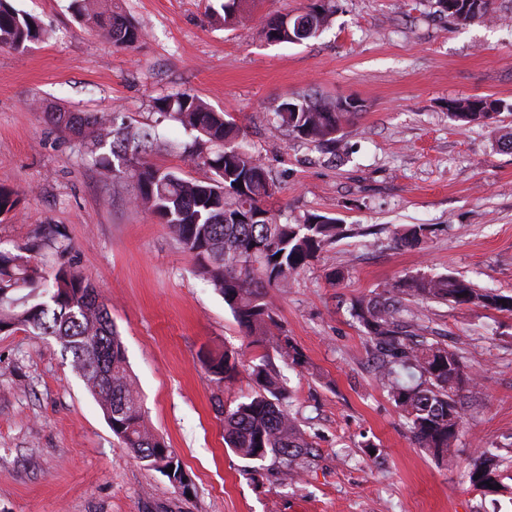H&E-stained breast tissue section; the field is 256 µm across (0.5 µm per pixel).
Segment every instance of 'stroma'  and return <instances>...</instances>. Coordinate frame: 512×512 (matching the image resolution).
Listing matches in <instances>:
<instances>
[{
    "instance_id": "stroma-1",
    "label": "stroma",
    "mask_w": 512,
    "mask_h": 512,
    "mask_svg": "<svg viewBox=\"0 0 512 512\" xmlns=\"http://www.w3.org/2000/svg\"><path fill=\"white\" fill-rule=\"evenodd\" d=\"M311 0H255L224 27L207 0H115L139 24L119 48L80 26L70 0H13L45 39L0 49V186L17 206L0 217V248L32 244L53 225L94 282L122 341L147 424L181 459L190 495L133 457L54 338L0 333V512H512V315L476 306L408 303L407 319L457 343L479 370L478 402L447 460L414 444L373 368L353 301L417 275L451 274L512 295V112L462 126L461 95L512 103V0L493 19L459 25L435 0H332V23L301 44L261 35L272 18ZM190 92L230 115L275 186L282 220L333 217L347 236L329 244L267 298L302 365L280 364L288 408L318 456L298 477L224 445L222 407L250 395L252 346L223 297L166 225L137 208L128 182L105 175L45 112H104L155 132L152 162L207 177L169 141L157 98ZM355 99L362 109L337 135L339 154L302 142L273 121L290 94ZM431 228L415 247L404 227ZM344 273L330 280L331 271ZM239 352L215 383L202 359ZM504 458L502 488H470L478 449Z\"/></svg>"
}]
</instances>
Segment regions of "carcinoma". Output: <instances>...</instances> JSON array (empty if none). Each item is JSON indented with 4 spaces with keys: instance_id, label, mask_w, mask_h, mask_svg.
Returning <instances> with one entry per match:
<instances>
[{
    "instance_id": "carcinoma-1",
    "label": "carcinoma",
    "mask_w": 512,
    "mask_h": 512,
    "mask_svg": "<svg viewBox=\"0 0 512 512\" xmlns=\"http://www.w3.org/2000/svg\"><path fill=\"white\" fill-rule=\"evenodd\" d=\"M216 17L226 26L239 22L249 0H219ZM438 11L460 25L492 17L493 0H435ZM76 18L95 29L114 46H134L143 36L132 20L112 9V0H71ZM331 10L317 0L307 11L289 20H269L262 29L267 41L293 42L295 24L303 25L308 40L329 24ZM44 31L36 19L11 0H0V49L20 50L40 39ZM356 101H326L289 97L274 112L275 124L288 134L318 148L336 147V134L359 112ZM159 120H174L194 131L183 153L207 168L203 180L187 179L148 159L155 138L99 112L46 113L48 121L70 135L92 155L94 164L114 177L134 182L132 201L160 223L193 255L198 273L224 296L235 319L265 353L252 367L256 389L233 408L224 410V443L241 457L264 461L272 457L289 476L303 470L314 447L288 411L285 388L273 356L300 363V354L281 331L266 301L267 289L285 288L327 245L345 235L336 219L309 214L300 224L281 222L268 207L273 183L258 155L237 141L236 124L199 97L181 92L155 101ZM512 104L467 96L452 99L448 110L464 125L495 119ZM109 147V153L99 149ZM260 218H255L256 214ZM429 227L413 225L398 234L401 246H416ZM60 257L69 245L54 228L43 230ZM19 246L17 253L0 250V332L17 329L35 336H51L72 356L73 369L106 417L112 433L138 459L164 472L172 451L146 425L140 397L128 373L122 342L105 304L71 259L58 263L50 274L31 264ZM280 258H275V255ZM451 302L500 312H512V296L477 288L451 275H420L386 284L352 305L353 316L365 329L390 399L406 419L415 445L438 459L448 457L463 424L468 395L474 394L477 375L468 367L460 348L425 336V328L401 318L407 302ZM217 383L231 379L238 354L224 351L206 359ZM495 448H483L471 459L466 477L470 486L485 491L502 478Z\"/></svg>"
}]
</instances>
